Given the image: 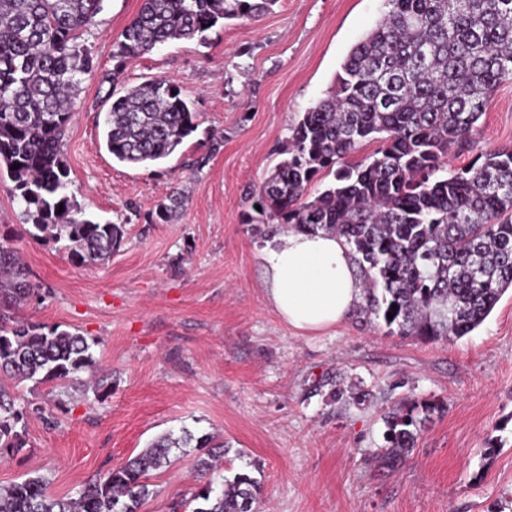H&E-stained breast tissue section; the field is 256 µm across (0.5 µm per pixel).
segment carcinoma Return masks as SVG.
Listing matches in <instances>:
<instances>
[{
  "mask_svg": "<svg viewBox=\"0 0 512 512\" xmlns=\"http://www.w3.org/2000/svg\"><path fill=\"white\" fill-rule=\"evenodd\" d=\"M103 0H0V172L26 221L75 261L94 265L121 246L122 224L79 216L62 151L81 76L94 69L85 35ZM277 0H143L112 45L115 67L178 39L204 42L226 20L257 19ZM387 11L349 50L328 95L291 127L281 159L249 196L246 224L324 230L345 240L364 283L358 314L396 336L434 341L479 327L512 288V146L447 169L474 144L495 90L512 82V0H386ZM174 85L126 89L103 122L109 153L158 163L196 128ZM378 144L361 162L349 157ZM17 169H12V166ZM333 181L308 193L320 176ZM38 292L10 239L0 238V451L24 445L26 411L5 379L64 386L94 368V339L15 315ZM396 309H391V306ZM393 317H387V314ZM435 405L408 402L385 416V464L399 466ZM209 448L196 467L217 468L214 444L190 431L153 441L124 465L55 499L30 475L0 488V512H138L150 476L174 448ZM261 481L247 472L207 482L189 512H254Z\"/></svg>",
  "mask_w": 512,
  "mask_h": 512,
  "instance_id": "cac0c4a2",
  "label": "carcinoma"
}]
</instances>
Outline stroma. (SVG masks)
<instances>
[{
  "mask_svg": "<svg viewBox=\"0 0 512 512\" xmlns=\"http://www.w3.org/2000/svg\"><path fill=\"white\" fill-rule=\"evenodd\" d=\"M141 0H104L64 138L83 213L121 224L120 248L80 267L63 243L28 234L0 176V235L40 295L21 316L93 338L97 382H14L26 445L0 455V486L39 474L68 497L157 437L208 434L230 448L210 477L247 471L258 512H512V289L470 334L437 342L387 335L349 318L300 335L268 307L258 225L247 196L279 162L300 112L325 97L385 0H278L255 20L175 40L113 77L112 44ZM162 78L197 129L162 164L113 159L99 124L110 96ZM512 145V83L489 99L473 150ZM184 203L166 222L156 206ZM340 401H332L336 390ZM407 398L440 403L397 469L381 461L384 417ZM194 448L173 450L140 512H184L200 486Z\"/></svg>",
  "mask_w": 512,
  "mask_h": 512,
  "instance_id": "1",
  "label": "stroma"
}]
</instances>
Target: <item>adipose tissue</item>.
Instances as JSON below:
<instances>
[{"label": "adipose tissue", "mask_w": 512, "mask_h": 512, "mask_svg": "<svg viewBox=\"0 0 512 512\" xmlns=\"http://www.w3.org/2000/svg\"><path fill=\"white\" fill-rule=\"evenodd\" d=\"M262 261L270 307L301 334L336 327L363 301L360 272L334 234L291 231L272 237Z\"/></svg>", "instance_id": "adipose-tissue-1"}]
</instances>
